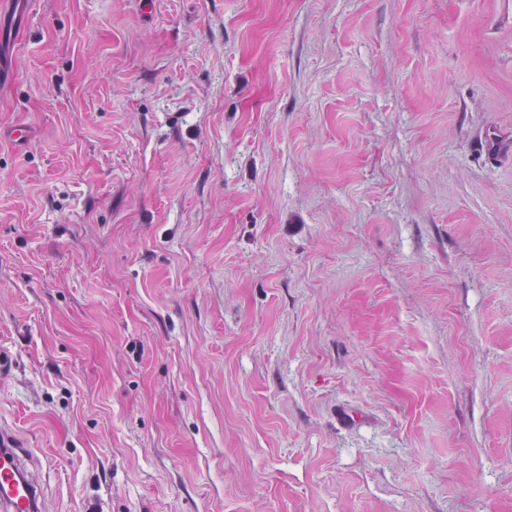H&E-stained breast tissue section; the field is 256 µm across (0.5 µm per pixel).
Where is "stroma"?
<instances>
[{
	"instance_id": "1",
	"label": "stroma",
	"mask_w": 512,
	"mask_h": 512,
	"mask_svg": "<svg viewBox=\"0 0 512 512\" xmlns=\"http://www.w3.org/2000/svg\"><path fill=\"white\" fill-rule=\"evenodd\" d=\"M0 424L44 512H512V0L0 16Z\"/></svg>"
}]
</instances>
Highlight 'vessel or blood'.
I'll use <instances>...</instances> for the list:
<instances>
[{
  "label": "vessel or blood",
  "mask_w": 512,
  "mask_h": 512,
  "mask_svg": "<svg viewBox=\"0 0 512 512\" xmlns=\"http://www.w3.org/2000/svg\"><path fill=\"white\" fill-rule=\"evenodd\" d=\"M0 512H43L40 492L29 476L10 431L0 427Z\"/></svg>",
  "instance_id": "vessel-or-blood-1"
}]
</instances>
